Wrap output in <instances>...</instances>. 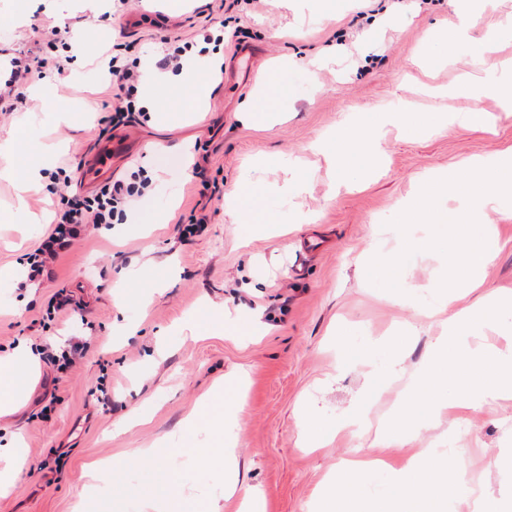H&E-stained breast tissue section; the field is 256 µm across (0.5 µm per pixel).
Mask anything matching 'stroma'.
I'll list each match as a JSON object with an SVG mask.
<instances>
[{
  "instance_id": "35a3bbf8",
  "label": "stroma",
  "mask_w": 512,
  "mask_h": 512,
  "mask_svg": "<svg viewBox=\"0 0 512 512\" xmlns=\"http://www.w3.org/2000/svg\"><path fill=\"white\" fill-rule=\"evenodd\" d=\"M456 21L452 0H127L113 11L102 0L91 12L83 0H0V77L28 68L23 97L0 101V140L16 148L0 155V354L18 345L37 348L72 336L90 339L85 356L60 373L40 365L17 409L0 415V445L22 444L26 468L0 512H74L90 496L89 512H189L206 498L220 512H236L257 489L267 512H312L328 474L349 458L371 454L400 466L417 449L447 451L459 486L453 512H472V494L512 502V399L459 408L454 423L419 430L404 447L379 438L394 392L375 396L368 369L352 360L337 371L340 331L367 344L396 337L414 322L411 308L372 284L357 266L376 229L420 192V176L463 158L512 147V116H498L493 95L481 100L498 120L489 130L453 124L438 131L387 128L381 162L368 180L338 182L329 157L317 148L342 126H358L377 112L422 117L467 111L471 103L442 95L460 75H479L473 46L501 30L496 56L512 66V0H490L466 46L449 48L446 65L428 68L418 49L431 32ZM223 35L224 72L206 103L189 80L209 71L204 34ZM179 38L195 62L180 73L156 69L162 43ZM140 58L137 94L151 109L112 122L116 90L95 69L102 53ZM43 57L58 58L50 94H37ZM278 67L290 103L275 123H250L237 107ZM124 138L128 151L112 162V180L142 170L151 190L112 229L86 226L53 265L54 275L30 287V253L48 236L62 197L80 193L64 185L100 143ZM199 173L185 168L193 154ZM44 164V187L19 197L10 167L29 158ZM305 189L288 195L286 179ZM253 207L271 215L284 234L263 238L227 210L242 187ZM24 199L29 221L11 220ZM201 219L195 234L189 216ZM499 253L484 269L486 291L512 292V213L497 214ZM441 255L417 253L401 271V290L427 286L441 271ZM67 291L78 311L49 321L52 297ZM249 312L266 326L256 336L215 328L218 315ZM243 370L248 381L224 420L235 448L237 495L224 496V472L201 471L198 458L180 454L189 416L224 376ZM112 384V403L96 400L100 379ZM149 406L145 421L137 416ZM370 422L346 430L321 449L301 445L302 420L314 415L335 427L354 410ZM164 447L146 460L142 449ZM108 459V481L89 484L83 465Z\"/></svg>"
}]
</instances>
